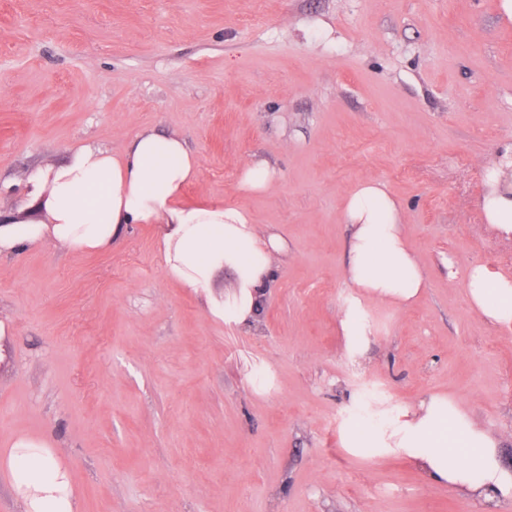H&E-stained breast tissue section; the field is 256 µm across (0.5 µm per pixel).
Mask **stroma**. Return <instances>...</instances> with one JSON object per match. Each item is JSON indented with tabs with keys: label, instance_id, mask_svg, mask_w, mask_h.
Segmentation results:
<instances>
[{
	"label": "stroma",
	"instance_id": "stroma-1",
	"mask_svg": "<svg viewBox=\"0 0 512 512\" xmlns=\"http://www.w3.org/2000/svg\"><path fill=\"white\" fill-rule=\"evenodd\" d=\"M197 162L190 202L235 204L286 250L251 324L166 272L153 224L112 247L0 255V455L48 441L79 512H486L399 454L344 446L352 416L438 394L512 470V330L471 307L477 265L512 276L479 218L512 143V22L497 0H0V222L30 171L145 130ZM266 162L262 193L240 189ZM382 182L426 288L339 319L345 195ZM275 178V170L264 162H256L245 168L240 181V188L250 193L262 192ZM359 306L360 300L355 299V302L346 310L344 317L341 318L340 329L343 336L355 340L360 346L363 342L362 336H367V330Z\"/></svg>",
	"mask_w": 512,
	"mask_h": 512
}]
</instances>
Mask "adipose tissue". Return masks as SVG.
Listing matches in <instances>:
<instances>
[{
  "label": "adipose tissue",
  "mask_w": 512,
  "mask_h": 512,
  "mask_svg": "<svg viewBox=\"0 0 512 512\" xmlns=\"http://www.w3.org/2000/svg\"><path fill=\"white\" fill-rule=\"evenodd\" d=\"M197 175L194 155L183 140L144 131L119 155L84 145L70 159L34 169L28 202L37 219L0 224V254L56 242L72 251L107 248L126 224H155L166 269L182 288L206 291L215 274L229 269L237 296L218 315L239 324L255 319L275 278L279 236L260 232L234 205L186 204L184 188ZM481 202L484 221L512 234V145L489 168ZM351 227L346 276L365 298L392 305L415 301L425 289L422 270L409 249L396 201L381 184H359L347 198ZM465 288L474 309L487 321L512 329V278L473 267ZM350 448L397 452L430 479L482 498L490 507L512 500V470L503 466L499 443L453 401L433 396L389 420L345 431ZM11 476L26 512H76L68 473L51 448L18 441L0 461Z\"/></svg>",
  "instance_id": "1"
}]
</instances>
